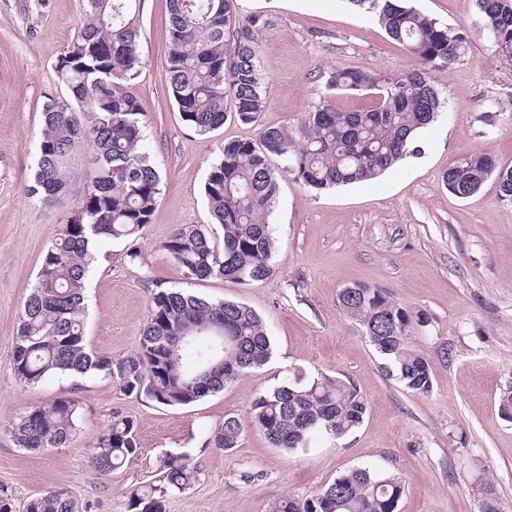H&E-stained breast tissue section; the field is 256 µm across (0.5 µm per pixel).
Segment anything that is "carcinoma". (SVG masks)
Instances as JSON below:
<instances>
[{
  "label": "carcinoma",
  "mask_w": 512,
  "mask_h": 512,
  "mask_svg": "<svg viewBox=\"0 0 512 512\" xmlns=\"http://www.w3.org/2000/svg\"><path fill=\"white\" fill-rule=\"evenodd\" d=\"M144 2L86 0V22L57 62L67 96L50 97L43 104L36 169L25 193L46 207L57 206L67 195L74 156L83 152L94 164L87 193L43 254L19 312L11 364L25 386L60 375L96 374L118 381L128 394H143L163 406H186L223 390L270 358V337L251 308L158 285L133 355L97 353L85 334V290L99 245L137 239L152 223L161 194L160 172L144 148L145 113L132 91L142 65ZM235 2L167 0L168 93L183 120L200 135L232 116L252 123L265 108L258 48L267 22L240 17ZM347 2L373 14L418 66L390 76L333 69L327 73V89L373 91L372 104L348 112L323 102L294 129L265 128L258 145L249 140L225 143L204 183L213 226L182 227L160 245L185 280L250 284L274 272L268 218L278 181L269 158L285 160L286 172L314 190L368 181L413 152L419 132L444 107L434 73L468 53L462 30L420 13L409 0ZM472 2L495 51L511 58L512 0ZM490 177L497 181L501 201L512 203V167L500 166L488 152H474L448 168L443 182L451 194L466 199ZM216 226L223 233L221 250L213 241ZM337 303L386 361L389 374L415 393L431 391L429 365L410 348L422 317H413L387 290L367 284L341 289ZM188 352L200 359L195 371L184 369ZM367 409L366 399L349 383L307 381L298 375L257 394L248 414L274 447L292 452L308 447L316 432L345 436L361 425ZM77 417V400L58 397L27 408L8 431L20 448L63 447L79 431ZM240 435L239 419L226 416L208 443L230 450L238 446ZM138 452L134 421L115 412L93 441L92 464L108 473ZM163 469L165 486L131 493L133 512H167L169 494L185 490L198 475L186 455L165 456ZM403 493L400 476L355 468L303 505L284 498L273 512H397ZM24 512H73V502L68 490L52 489L27 501Z\"/></svg>",
  "instance_id": "cac0c4a2"
}]
</instances>
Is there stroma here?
Listing matches in <instances>:
<instances>
[{"instance_id": "35a3bbf8", "label": "stroma", "mask_w": 512, "mask_h": 512, "mask_svg": "<svg viewBox=\"0 0 512 512\" xmlns=\"http://www.w3.org/2000/svg\"><path fill=\"white\" fill-rule=\"evenodd\" d=\"M421 13L465 30L470 49L435 79L444 112L418 135L420 150L376 179L315 191L271 158L279 182L269 218L274 272L239 284L186 282L160 244L177 229L207 224L203 186L220 145L259 141L269 126H296L320 101L354 110L367 95L327 92L335 68L388 76L416 62L370 14L346 0H238L240 16L269 27L259 59L266 107L257 122L227 120L200 135L168 95L165 0H146L140 18L142 67L133 83L147 114V146L162 174L152 224L136 243L108 242L87 287L86 339L115 358L136 352L154 284L187 288L211 300L253 309L272 341L260 369L188 406L167 407L125 394L101 376L54 377L20 384L10 364L21 305L43 253L84 195L85 156L72 164L62 206L29 198L42 105L65 93L55 66L85 22V0H0V489L16 506L49 489L73 495L75 512H129L132 490L159 485V461L188 455L198 468L190 488L172 493L168 512H272L288 496L302 501L357 467L399 474L398 512H480L492 486L512 512V422L499 411L512 380V205L495 180L467 199L448 192L442 174L476 151L512 167V58L495 53L470 0H413ZM137 246L140 256L126 253ZM383 288L412 315L411 348L429 364L433 387L418 394L385 370L360 327L340 310L342 288ZM302 374L353 383L368 402L363 423L346 436H318L305 451L273 447L247 417L259 392ZM60 396L79 400V432L61 448L30 452L15 445L8 423L26 407ZM131 417L138 457L109 474L91 465L92 441L113 412ZM238 417L237 448L205 446L225 417ZM251 472L255 481H244Z\"/></svg>"}]
</instances>
